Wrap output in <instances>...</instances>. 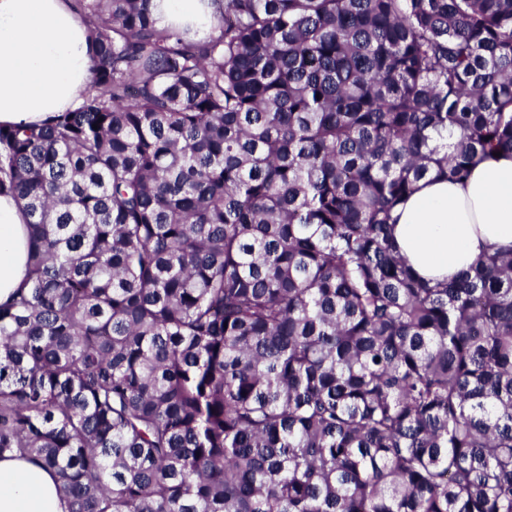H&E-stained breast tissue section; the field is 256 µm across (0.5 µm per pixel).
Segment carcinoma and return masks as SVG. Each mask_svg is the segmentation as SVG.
I'll use <instances>...</instances> for the list:
<instances>
[{
    "label": "carcinoma",
    "mask_w": 512,
    "mask_h": 512,
    "mask_svg": "<svg viewBox=\"0 0 512 512\" xmlns=\"http://www.w3.org/2000/svg\"><path fill=\"white\" fill-rule=\"evenodd\" d=\"M212 3L75 0L96 93L0 126V457L69 512H512V249L432 283L392 236L512 151V0ZM157 4L158 26L182 31L191 29L190 35L206 37L215 32L218 15L210 0H154ZM26 224L21 203L0 195V305L14 298L26 277Z\"/></svg>",
    "instance_id": "carcinoma-1"
}]
</instances>
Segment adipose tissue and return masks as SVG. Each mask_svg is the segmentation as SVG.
<instances>
[{
  "label": "adipose tissue",
  "mask_w": 512,
  "mask_h": 512,
  "mask_svg": "<svg viewBox=\"0 0 512 512\" xmlns=\"http://www.w3.org/2000/svg\"><path fill=\"white\" fill-rule=\"evenodd\" d=\"M159 26L215 32L211 0H155ZM86 23L70 0H0V125H40L77 108L90 82ZM400 253L424 279H455L482 251L512 247V153L479 161L468 180H421L395 212ZM27 217L0 195V305L26 277ZM0 512H68L53 471L27 457H0Z\"/></svg>",
  "instance_id": "ef3b65f1"
}]
</instances>
